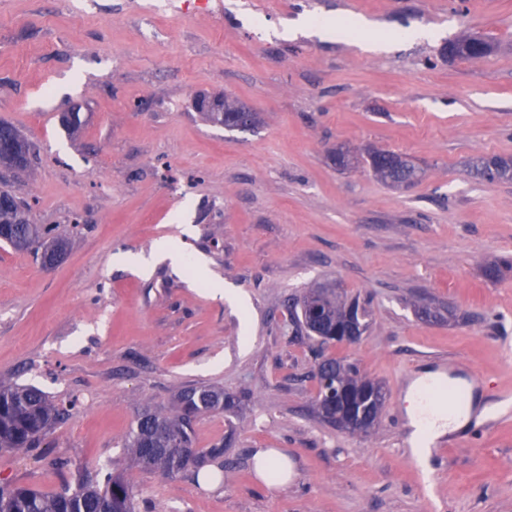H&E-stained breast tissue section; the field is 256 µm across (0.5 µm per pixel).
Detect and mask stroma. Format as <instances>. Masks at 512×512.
Listing matches in <instances>:
<instances>
[{
    "label": "stroma",
    "mask_w": 512,
    "mask_h": 512,
    "mask_svg": "<svg viewBox=\"0 0 512 512\" xmlns=\"http://www.w3.org/2000/svg\"><path fill=\"white\" fill-rule=\"evenodd\" d=\"M143 2L0 0V120L37 153L0 180L70 240L48 269L0 246V380L73 405L30 455L0 452V483L55 492L124 464L142 406L213 386L247 396L236 416L193 424L200 450L232 435L223 484L134 468L138 512H512V182L471 167L512 156V0ZM351 15L368 23L355 37L283 34ZM467 33L495 53L444 59ZM201 96L261 122L212 125ZM68 107L83 122L73 137ZM339 148L396 152L423 174L392 187L363 164L337 169ZM162 242L182 266L145 277L114 261ZM332 281L367 303L357 344L320 347L289 323L292 298ZM321 354L384 384L369 434L318 417ZM436 358L450 381L479 374L496 418L422 461L401 443L402 392ZM261 448L287 453L288 485L258 482Z\"/></svg>",
    "instance_id": "stroma-1"
}]
</instances>
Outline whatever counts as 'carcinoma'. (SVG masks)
Listing matches in <instances>:
<instances>
[{
	"instance_id": "1",
	"label": "carcinoma",
	"mask_w": 512,
	"mask_h": 512,
	"mask_svg": "<svg viewBox=\"0 0 512 512\" xmlns=\"http://www.w3.org/2000/svg\"><path fill=\"white\" fill-rule=\"evenodd\" d=\"M470 37L448 42L444 53L450 58L474 60L467 49ZM195 106L206 113L207 120L228 130L253 128L259 124L255 112L231 102L234 112L224 111V99L199 97ZM0 144L7 150L21 152L30 143L11 124L0 122ZM367 161L384 182L409 185L421 177L420 169L408 158L389 151H372ZM476 174L489 183L512 182V158H482L474 164ZM0 243L18 252H29L35 244L44 248L43 260H53L66 251L67 240L53 230L36 224L29 209L12 191L0 187ZM290 322L296 329L322 343L336 341L347 324L355 326L359 335L369 329V313L359 298H349L336 287L319 285L309 288L289 306ZM320 387L330 392L324 410L335 413L332 404L339 391L357 388L363 375L357 364L344 358H329ZM243 396L229 394L207 386L192 387L178 393L172 409L159 411L150 407L139 413L122 440L124 454L137 467L174 478L181 474L193 454H198L197 467L215 463L224 467L227 442L217 443L205 451L194 448L193 422L201 414L223 412L237 414ZM66 409L57 406L35 386L0 382V451L25 454L39 447L42 438L63 418ZM137 490L116 467L103 471L99 482L77 473L75 488L45 493L25 487L0 485V512H135Z\"/></svg>"
}]
</instances>
